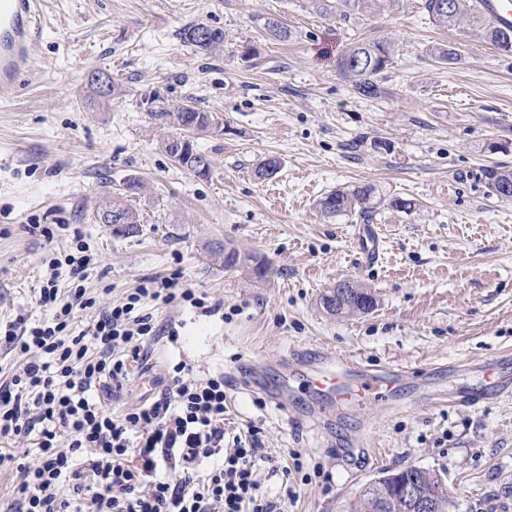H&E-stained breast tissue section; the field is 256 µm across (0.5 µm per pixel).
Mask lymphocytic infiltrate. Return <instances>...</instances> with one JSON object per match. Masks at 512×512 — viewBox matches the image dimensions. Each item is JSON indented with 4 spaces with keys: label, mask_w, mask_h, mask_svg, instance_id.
<instances>
[{
    "label": "lymphocytic infiltrate",
    "mask_w": 512,
    "mask_h": 512,
    "mask_svg": "<svg viewBox=\"0 0 512 512\" xmlns=\"http://www.w3.org/2000/svg\"><path fill=\"white\" fill-rule=\"evenodd\" d=\"M73 240L64 258L45 264L37 303L48 318L19 316L0 331V344L25 358L0 385V437L37 438L36 452L21 450L16 466L17 512H284L285 498L260 492L259 465L281 466L257 431L224 445L223 373L201 377L178 361L155 401L118 415L96 396L105 380L127 376L129 359L146 358L157 333L149 305L210 317L223 312V299L187 287L175 271L97 307L85 286L97 259L81 231ZM87 310L91 322L74 331Z\"/></svg>",
    "instance_id": "1"
}]
</instances>
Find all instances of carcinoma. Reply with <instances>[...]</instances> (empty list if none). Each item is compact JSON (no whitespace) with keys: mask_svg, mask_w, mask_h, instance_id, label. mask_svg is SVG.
<instances>
[{"mask_svg":"<svg viewBox=\"0 0 512 512\" xmlns=\"http://www.w3.org/2000/svg\"><path fill=\"white\" fill-rule=\"evenodd\" d=\"M314 6L326 14L336 13L347 16L353 12H366L371 0H312ZM441 0H425V8L429 18L437 25L454 27L460 23L479 29L481 36L497 50H503V45L512 43V31L507 32L497 27L477 6L475 0H448L451 6L447 10L440 8ZM263 29L275 40L286 41L291 32L278 20L266 17ZM181 37L184 43L193 47L194 51L213 53L224 46V31L208 24L198 22L183 29ZM394 42L388 36L373 37L354 43L341 57L338 67L341 74L351 83L362 96L377 98L381 94L380 81L382 75L391 63ZM104 75L102 71H92L87 80L90 90L89 104L105 103L112 99L115 85L100 92L95 77ZM154 111L147 113L148 118L156 126L170 130L161 140V148L165 154H170L168 147L171 138L180 135L186 126H192L201 132H212L220 129L217 118L194 104H171L156 93L146 97ZM181 168L187 170L200 180H206L212 173L210 155L200 149L196 138L188 137L183 143L179 156L174 159ZM486 179L491 192L503 200L512 199V170L492 167L486 170ZM375 205L374 189L371 187H354L352 189H337L323 196L317 203L320 212L328 217L352 213L354 211L367 218ZM109 213L125 219L128 224H138V214L122 202L120 197H109L98 212V219L106 223L104 214ZM224 268H242L249 274L264 279L269 273V265L252 255L241 254L236 249L224 250ZM322 297V305L326 311L336 316L366 313L374 307V298L361 285H356V291L342 299H336V291ZM408 477L414 484L418 495L425 498L434 495L441 485V478L430 470L409 466L401 469H391L382 472V476L372 480L361 488L359 493L344 505V512H413L410 502L395 492V475Z\"/></svg>","mask_w":512,"mask_h":512,"instance_id":"obj_1","label":"carcinoma"}]
</instances>
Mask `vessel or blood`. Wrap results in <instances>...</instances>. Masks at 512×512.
I'll return each instance as SVG.
<instances>
[{
  "label": "vessel or blood",
  "mask_w": 512,
  "mask_h": 512,
  "mask_svg": "<svg viewBox=\"0 0 512 512\" xmlns=\"http://www.w3.org/2000/svg\"><path fill=\"white\" fill-rule=\"evenodd\" d=\"M39 0H0V98L11 97L19 79L31 70V59L41 29ZM482 11L502 29H512V0H481ZM401 373L385 368L369 370L351 363L333 369L315 362L309 365L303 382L310 395L328 400L326 414L375 408L379 417H389L390 398ZM504 385L495 370H487L481 389L466 402L476 406L493 396L503 395Z\"/></svg>",
  "instance_id": "b4317fda"
}]
</instances>
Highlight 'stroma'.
Masks as SVG:
<instances>
[{"label":"stroma","instance_id":"35a3bbf8","mask_svg":"<svg viewBox=\"0 0 512 512\" xmlns=\"http://www.w3.org/2000/svg\"><path fill=\"white\" fill-rule=\"evenodd\" d=\"M32 74L0 100V322L44 316L35 296L41 263L61 239L34 225L73 224L102 264L86 286L112 299L141 278L180 269L191 287L224 299V320L188 311L177 344L159 341L127 378L99 391L114 411L155 396L166 364L224 374L228 435L259 430L280 459L301 458L289 479L261 467L264 494L292 490L286 512H342L382 469L423 467L441 476L455 512H512V396L478 406L454 395L483 383L485 361L512 351V200L494 195L484 171L512 169V54L473 27L436 26L424 0H376L343 19L311 0H43ZM266 17L291 39L270 40ZM204 22L224 32L216 53L178 36ZM392 36L396 51L376 99L353 90L339 58L363 38ZM457 47L448 66L431 47ZM111 74L120 91L87 105V76ZM195 99L224 124L200 135L213 173L197 180L160 149L141 107L151 91ZM274 156L280 170L256 178ZM141 178L129 203L138 232L98 223L107 195ZM370 185L369 220L323 217L328 192ZM415 202L402 212L390 201ZM374 234L365 262L358 247ZM268 260L267 279L225 269L216 251ZM367 288L374 308L327 313L320 298L338 281ZM331 357L397 367L398 411L372 410L313 422L321 403L286 379L282 360ZM261 374L264 390L251 388ZM290 382L287 412L266 389Z\"/></svg>","mask_w":512,"mask_h":512}]
</instances>
